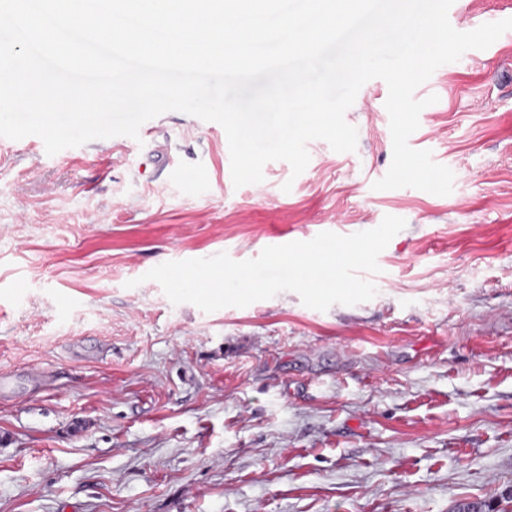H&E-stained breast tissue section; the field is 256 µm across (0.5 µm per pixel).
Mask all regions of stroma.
I'll return each instance as SVG.
<instances>
[{"label":"stroma","mask_w":512,"mask_h":512,"mask_svg":"<svg viewBox=\"0 0 512 512\" xmlns=\"http://www.w3.org/2000/svg\"><path fill=\"white\" fill-rule=\"evenodd\" d=\"M455 2L460 32L512 18ZM432 94L409 144L453 171L446 196L374 189L380 79L345 113L355 151L313 140L300 175L271 161L239 188L224 129L181 112L52 156L1 147L0 373L54 382L0 399V512H512V30ZM387 215L407 225L353 306L283 291L206 313L144 278Z\"/></svg>","instance_id":"stroma-1"}]
</instances>
